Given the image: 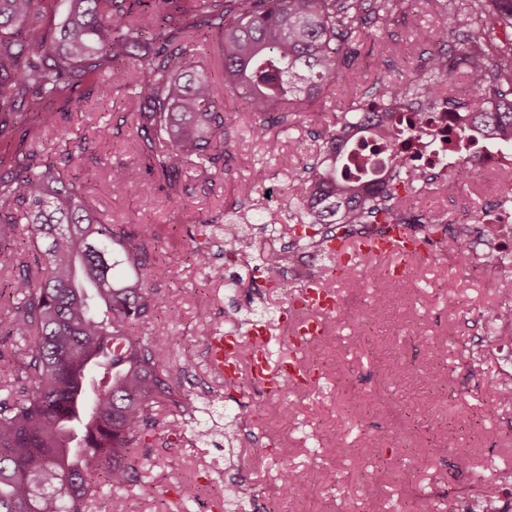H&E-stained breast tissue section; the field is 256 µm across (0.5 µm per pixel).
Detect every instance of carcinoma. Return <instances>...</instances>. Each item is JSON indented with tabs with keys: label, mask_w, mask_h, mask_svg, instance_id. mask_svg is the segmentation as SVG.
<instances>
[{
	"label": "carcinoma",
	"mask_w": 512,
	"mask_h": 512,
	"mask_svg": "<svg viewBox=\"0 0 512 512\" xmlns=\"http://www.w3.org/2000/svg\"><path fill=\"white\" fill-rule=\"evenodd\" d=\"M456 1L462 8L455 9V27L478 26L481 35L465 41L454 60L440 53L405 83L384 86L379 111L336 118L288 227L297 247L256 257L239 225L228 223L224 253L258 259L273 272L294 265L301 250L327 255L329 241L349 239L328 224L408 223L398 188L414 190L416 174L406 159L391 153L390 181L363 193L343 168L337 143L371 117L387 126L391 93L431 96L465 69L487 86L457 107L474 127L512 144V0H428L437 7ZM46 2L0 0V139L18 131L13 114L43 112L45 103L143 57L134 81L141 85L138 138L149 178L134 181L120 167L110 184L114 193H150L157 179L178 191L183 165L206 172L224 163L237 122L224 106L226 92L254 112L277 110L297 95L300 105L320 100L351 68L361 26L390 17L403 0H60L53 30L43 26ZM208 35L221 42L222 83L191 62L198 39ZM252 131L268 151L277 150L266 122ZM98 148L84 137L59 163L25 151L0 175V247L15 241L25 222L34 253V265L20 262L0 291L9 301L0 326L20 342L0 361L7 388L0 400V512H92L103 487L119 491L136 481L131 460L145 447L146 429L158 424L157 405L197 412L192 400L177 399L166 369L168 333L155 325L151 341L142 336L160 303L145 287L146 230L115 231L63 173ZM471 233V225L459 224L442 247L455 252ZM252 495L244 484L226 488L224 507Z\"/></svg>",
	"instance_id": "cac0c4a2"
}]
</instances>
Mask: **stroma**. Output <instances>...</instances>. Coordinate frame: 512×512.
<instances>
[{"label": "stroma", "mask_w": 512, "mask_h": 512, "mask_svg": "<svg viewBox=\"0 0 512 512\" xmlns=\"http://www.w3.org/2000/svg\"><path fill=\"white\" fill-rule=\"evenodd\" d=\"M419 28L431 34L414 49L419 67L464 38L422 0H406L401 11L372 30L368 45L386 64L372 69L370 57H360L367 68L363 90L374 95L382 84L407 78L405 54ZM442 28L448 31L444 43L433 37ZM131 74L128 67L113 71L106 102L92 98L78 106L59 99L46 112L16 115L23 138L0 139V172L11 168L21 149L57 160L67 140L106 141L99 160L72 163L65 175L88 191L107 223L148 227L149 260L157 267L148 285L163 299L153 320L170 334L168 369L180 394L198 408L189 417L172 405L157 406L160 423L178 421L181 431L137 459L140 478L153 485L154 495L108 494L98 512H168L182 488L194 490L202 512H224L225 487L241 481L255 491L243 512H420L425 504L431 512H443L447 499L461 504L489 495L501 512H512V400L493 397L496 390H512V369L499 356L501 324L490 314L501 303L500 274L474 262L473 238L448 253L439 244L442 231L430 230L435 221L444 229L476 222L489 206L483 191L451 182L409 196L408 207L422 218L411 230L428 239L429 247L411 260L406 278H383V262L363 257L346 279L336 281L330 257L313 262L305 256L288 285L275 278L266 281L262 296L249 298L243 288L250 280L247 265L224 260L223 227L237 217L252 242L274 247L291 241L284 227L293 223V209L279 211L282 229L272 233L252 205L268 185L279 200H294L299 178L319 155L327 125L342 113V91L307 110L277 112L279 146L273 153L252 133L258 113L242 98L225 95L226 108L240 118L223 171L207 180L194 167H183L173 195L164 187L115 194L108 188L112 168H128L137 179L145 171L137 150L139 88ZM258 169L266 175L261 185L253 180ZM309 274L333 285L341 298L342 314L331 319L325 340L302 355L322 371L320 382L285 399L256 394L251 385L226 396L223 376L205 358L209 337L223 333L232 317L258 323L271 336L272 362L288 357L283 291L298 289L300 276ZM379 287L387 290V310L370 326L360 313L374 303ZM203 307L204 319L198 316ZM431 371L449 374L450 384L430 386L424 376ZM286 407L291 422L274 428ZM231 421L239 427L234 442L224 438ZM201 427L206 437H197ZM463 448L471 453L466 467L457 463ZM288 469L305 472L307 479L282 502L276 492ZM327 469L335 471V483L322 482Z\"/></svg>", "instance_id": "obj_1"}]
</instances>
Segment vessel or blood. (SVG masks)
I'll return each instance as SVG.
<instances>
[{"instance_id":"obj_1","label":"vessel or blood","mask_w":512,"mask_h":512,"mask_svg":"<svg viewBox=\"0 0 512 512\" xmlns=\"http://www.w3.org/2000/svg\"><path fill=\"white\" fill-rule=\"evenodd\" d=\"M422 241L407 226L391 224L383 232L362 238L360 254L386 262L385 274L396 278L408 272L407 261L420 253ZM341 300L335 290L312 283L283 314V323L289 339L295 345L305 346L319 341L328 333L327 319L340 307ZM271 341L264 326H253L249 331V342L254 351L250 357L249 377L258 383L266 393L274 395L279 390V378H288L294 387L305 389L315 381V376L303 364L289 359L282 361L278 375L269 372V351ZM240 342L238 336L225 334L212 337L209 345L211 367L224 377L238 374L235 364Z\"/></svg>"}]
</instances>
